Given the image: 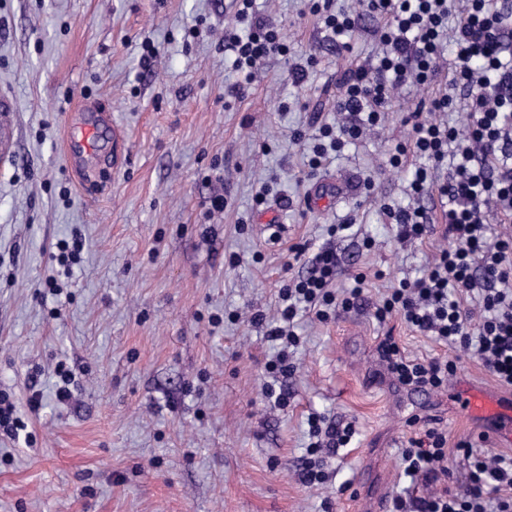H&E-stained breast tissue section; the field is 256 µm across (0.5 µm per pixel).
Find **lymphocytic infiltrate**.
Returning <instances> with one entry per match:
<instances>
[{"mask_svg": "<svg viewBox=\"0 0 512 512\" xmlns=\"http://www.w3.org/2000/svg\"><path fill=\"white\" fill-rule=\"evenodd\" d=\"M457 21H450V0H364L368 14L381 17L384 53L369 68L344 72L336 80L340 92L336 112L341 124L320 128L321 144L308 160L322 165L329 152L378 125L397 89L432 85L440 74L444 47L454 56L450 92L435 94L433 112H444L463 100L470 123L458 133L434 120L415 118L409 145H396L388 159L399 167L407 154L424 159L409 184L413 197H430L439 205L450 247L441 250L425 274L387 288L374 306V316L386 321L400 316L413 330L436 342L475 348L483 366L503 385L512 387V236L489 241L492 219H512V44L506 30L512 15L497 0H465ZM224 49L234 57L243 94L257 63L286 56L288 47L277 24L257 15L254 0H236V22L224 29ZM398 243L422 239L434 220L425 207L391 209ZM343 270L333 249H319L306 275L290 278L279 292L278 323L267 332L282 348L266 365L268 373L287 375L288 347L298 345L293 332L299 310L322 322L335 321L357 308L363 275H355L347 295L337 296L336 280ZM379 354L401 386L434 391L448 382L453 362L432 357H407L392 337H385ZM311 457L300 471L308 487L327 479L324 464L337 449L347 447L354 429L321 414L308 418ZM468 463L464 479L454 488L393 501L392 512H512V457H486L471 441L456 445ZM407 476L425 484L447 479V438L442 430L421 424L402 451Z\"/></svg>", "mask_w": 512, "mask_h": 512, "instance_id": "lymphocytic-infiltrate-1", "label": "lymphocytic infiltrate"}]
</instances>
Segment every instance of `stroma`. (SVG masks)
Instances as JSON below:
<instances>
[{"mask_svg":"<svg viewBox=\"0 0 512 512\" xmlns=\"http://www.w3.org/2000/svg\"><path fill=\"white\" fill-rule=\"evenodd\" d=\"M334 6L358 17L350 48L329 40L305 0H256L290 52L258 66L238 98L222 41L233 0H0V391L36 437L0 439V512H388L394 497L429 491L401 459L417 413L449 445L469 438L479 453L512 456V445L481 439L450 387L419 411L385 377L377 347L391 336L410 356L446 358L457 378L512 393L473 351L372 315L386 288L422 276L449 245L440 227L399 245L384 212L412 202L421 159L386 160L437 88L403 87L372 131L309 170L293 138L339 122L331 74L381 51V19L358 0ZM146 41L159 49L148 71ZM297 62L299 85L288 78ZM77 102L126 135L120 163L103 139L82 177L64 146V107ZM324 181L336 196L311 209ZM332 224L345 232L329 236ZM75 230L86 245L66 296L41 299L51 254ZM300 243L333 248L367 290L341 319L299 315L279 409L265 394L277 353L266 333L284 279L306 272L284 270ZM258 311L265 323L253 322ZM62 359L76 379L66 403L55 397ZM312 412L352 424L355 437L329 458L328 480L307 487L298 473Z\"/></svg>","mask_w":512,"mask_h":512,"instance_id":"obj_1","label":"stroma"}]
</instances>
